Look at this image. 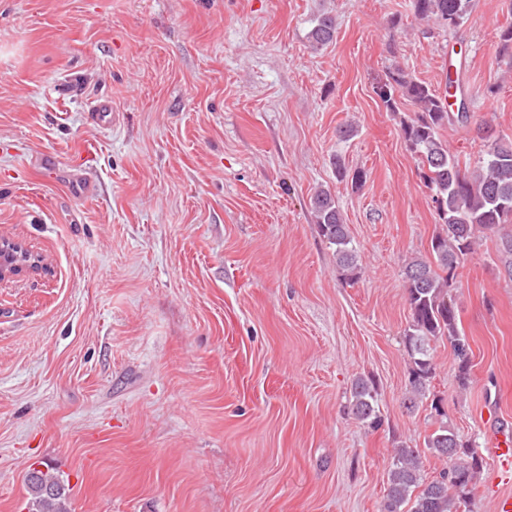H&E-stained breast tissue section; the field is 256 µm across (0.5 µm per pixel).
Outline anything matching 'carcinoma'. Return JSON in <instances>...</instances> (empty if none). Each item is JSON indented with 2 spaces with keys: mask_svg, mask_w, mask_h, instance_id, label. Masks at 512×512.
I'll list each match as a JSON object with an SVG mask.
<instances>
[{
  "mask_svg": "<svg viewBox=\"0 0 512 512\" xmlns=\"http://www.w3.org/2000/svg\"><path fill=\"white\" fill-rule=\"evenodd\" d=\"M414 9L420 19L451 32L467 19L471 0H414ZM334 33V22L326 17L315 26L312 38L323 46L333 40ZM378 95L390 112L399 111L403 100L416 107L414 118L403 124L402 136L420 161L421 178L432 192L440 226L431 239V258H414L405 267L412 322L404 336L411 367L403 405L412 413L427 399V385L435 371L431 340L448 338L459 360V383L463 387L468 384L470 348L458 328L448 288L460 260L475 252L486 233L512 226V140L493 138L485 128L476 127L487 150L477 166L465 173L439 136L442 127L469 119L459 77L448 73L439 91L396 68L378 86ZM313 209L320 235L335 246L339 269L345 278H357L359 261L335 200L321 191L314 197ZM376 394L371 379L359 378L353 383V411L371 428L381 423ZM426 448L447 459L448 468L426 482L420 475L419 452L395 449L387 473L384 512H460L467 503L483 467L482 457L446 424L428 437ZM26 482L31 494L29 512H72L69 485L58 474L33 468Z\"/></svg>",
  "mask_w": 512,
  "mask_h": 512,
  "instance_id": "carcinoma-1",
  "label": "carcinoma"
}]
</instances>
